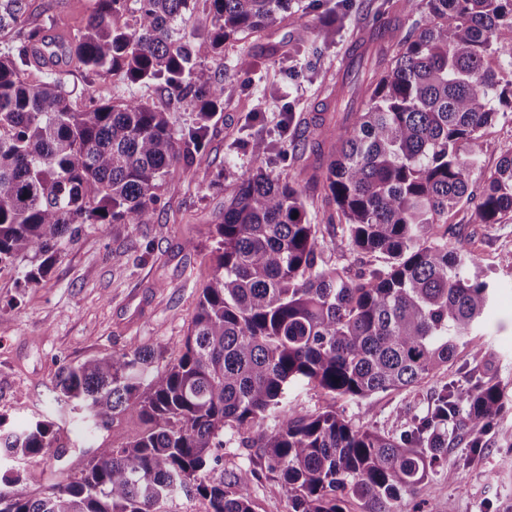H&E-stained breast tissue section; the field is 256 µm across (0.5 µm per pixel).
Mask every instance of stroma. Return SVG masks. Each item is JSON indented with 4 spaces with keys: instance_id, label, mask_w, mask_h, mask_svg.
Segmentation results:
<instances>
[{
    "instance_id": "stroma-1",
    "label": "stroma",
    "mask_w": 512,
    "mask_h": 512,
    "mask_svg": "<svg viewBox=\"0 0 512 512\" xmlns=\"http://www.w3.org/2000/svg\"><path fill=\"white\" fill-rule=\"evenodd\" d=\"M392 1L400 7L403 24L411 25L419 0H350L345 25L330 35L323 34L321 25L336 0H321L318 9L306 10L297 23L278 21L259 41L260 64L249 73L236 67L239 45H225L224 82L234 92L224 99V111L193 180L170 173L148 223L85 225L75 242L63 245L42 285L25 283L23 261L0 270V417L7 425H22L48 411L61 364L133 343L153 348L162 366L177 357L208 278L214 248L209 227L222 218L235 184L257 165L241 147V139L261 137L271 143L266 169L293 183L302 191L310 215L319 214L321 191L309 183L292 146L305 125L328 111L344 110V101L331 91L350 47ZM32 8L54 14L47 38L61 42L85 23L91 0H32ZM298 40L301 52L289 56ZM61 68L77 87L75 110L128 91L162 108L169 104L166 92L155 86L128 89L100 79L86 89L73 62H63ZM485 138L489 148L480 170L471 175L474 190L480 189L484 174L495 170L502 154L512 150V112L487 128ZM469 218L464 206L449 213L448 241L476 251L484 275L496 287L494 308L482 329V350L463 353L458 365L412 392L387 391L334 402L305 385L291 386L288 397L301 413L316 414L332 405L354 424L396 432L407 417L424 410L433 388L455 379L461 367L495 378L512 394V220L473 224ZM189 240L196 250L186 249ZM323 244L330 262L352 274L382 261L381 256L352 250L340 228L325 232ZM486 439V448L475 459L465 446L449 449L447 462L432 475L433 505L405 495L395 502L394 512H512V398ZM246 466L258 473L254 512H291L287 493L262 460L243 448H224L225 472Z\"/></svg>"
}]
</instances>
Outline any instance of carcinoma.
Returning <instances> with one entry per match:
<instances>
[{
	"label": "carcinoma",
	"instance_id": "carcinoma-1",
	"mask_svg": "<svg viewBox=\"0 0 512 512\" xmlns=\"http://www.w3.org/2000/svg\"><path fill=\"white\" fill-rule=\"evenodd\" d=\"M291 0H92L62 51L87 82L152 83L193 120L171 124L144 97L72 107L69 73L32 22L30 0H0V268L30 260L44 281L85 224H142L169 170L195 176L212 121L224 110V44L260 37ZM351 58L345 120L316 123L302 141L328 147L321 222L302 192L257 165L212 225L208 281L177 358L132 344L59 367L57 416L16 429L0 417V512H168L185 492L206 512H252L257 472H218L226 442L254 450L278 474L292 512H393L402 495H431V474L463 436L471 453L501 415L505 390L469 372L434 389L398 434L356 426L332 406L301 415L305 384L332 399L409 390L479 346L495 286L472 250L448 246V213L476 224L512 218V151L479 193L469 172L484 129L512 109V0H420L409 31L390 24ZM217 63L216 68L205 62ZM241 71L258 67L243 47ZM342 226L356 251L385 265L350 275L329 263L321 225ZM86 429L124 417L143 425L128 443H101L79 468L31 489L24 464L51 455L61 419ZM232 490H227V487Z\"/></svg>",
	"mask_w": 512,
	"mask_h": 512
}]
</instances>
